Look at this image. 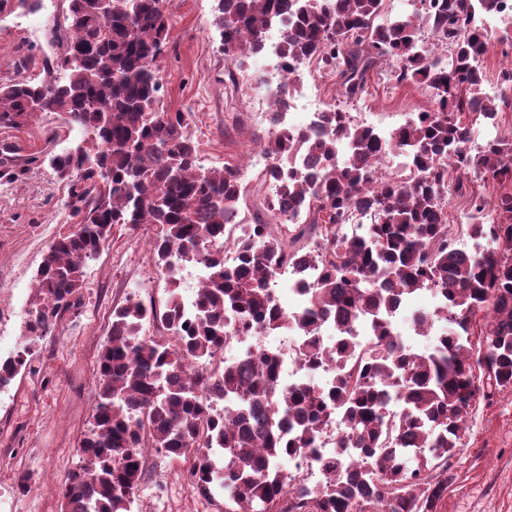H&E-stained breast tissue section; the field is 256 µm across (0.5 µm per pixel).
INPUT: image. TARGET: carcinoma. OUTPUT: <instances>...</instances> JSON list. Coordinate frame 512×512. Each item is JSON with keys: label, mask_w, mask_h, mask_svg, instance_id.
I'll list each match as a JSON object with an SVG mask.
<instances>
[{"label": "carcinoma", "mask_w": 512, "mask_h": 512, "mask_svg": "<svg viewBox=\"0 0 512 512\" xmlns=\"http://www.w3.org/2000/svg\"><path fill=\"white\" fill-rule=\"evenodd\" d=\"M159 2L112 0L103 23L97 0H68L55 29L64 50L43 61L42 78L0 83V127L59 112L84 133L78 151L54 154L51 164L81 223L43 256L24 345L0 360V389L58 317L79 305L84 269L114 226H151L167 284L161 303L130 296L112 313L92 421L60 486V512H133L145 447L171 460L192 454L194 492L224 494V512H437L472 403L512 390V143L493 139L467 154L472 127L462 119L468 112L495 119L512 99V72H503L500 95L484 94L487 36L469 25L462 0H422L434 37L456 48L446 60L420 40L419 10L374 24L383 0H215L224 55L238 66L260 50L269 23L286 15L280 50L294 81L299 65L315 59L339 78L343 97L359 100L368 73L393 60L398 83L434 91L432 107L387 136L334 106L321 113L318 132L270 130L269 176L288 172L271 219L299 210L312 220L284 232L254 224L235 236L244 174L198 165L184 113L146 117L145 106L159 104L156 61L169 38ZM40 5L0 0V14ZM74 53L80 61L72 65ZM303 152L308 165L299 173L293 161ZM390 154L403 159L408 177L373 184ZM471 175L510 185L489 214L483 197L470 198L475 223L467 232L491 242L476 254L455 246L448 224V206L465 195ZM354 210L372 223L338 235ZM231 235L235 264L209 248ZM297 260L320 268L299 289L307 306L296 318L299 356L314 368L336 362L331 379L284 387L278 361L260 350L211 367L227 342L288 321L268 282ZM178 264L205 269L189 314L170 276ZM419 291L437 303L412 314V325L433 333L428 348L413 350L392 336L390 316ZM478 312L487 327L475 350L469 330ZM328 320L336 321L334 354L322 336ZM145 322L171 338L142 334ZM333 419L341 434L336 453L319 460V483L290 482L281 461L314 447Z\"/></svg>", "instance_id": "carcinoma-1"}]
</instances>
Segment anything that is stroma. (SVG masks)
<instances>
[{
  "label": "stroma",
  "mask_w": 512,
  "mask_h": 512,
  "mask_svg": "<svg viewBox=\"0 0 512 512\" xmlns=\"http://www.w3.org/2000/svg\"><path fill=\"white\" fill-rule=\"evenodd\" d=\"M170 38L158 58L160 105L184 112L198 162L220 168L262 144L269 113H256L253 68H229L214 24L212 0H165ZM66 0L0 23V83L12 79L22 59L28 77L42 60L61 53L55 28ZM391 67L371 71L368 92L350 102L335 79L304 73L301 87L324 106L350 112L355 122L396 128L429 106L431 92L413 84L389 86ZM81 132L45 112L18 127H0V157L12 175L0 176V336L23 340L35 298L34 275L48 245L76 224L66 206L67 187L49 165L50 150L79 141ZM151 233L117 227L86 269L79 309L64 313L51 336L35 346L26 366L0 389V512H59V486L78 461V449L95 406V372L109 336L112 311L130 294L163 300L165 281L145 243ZM461 449L448 460V490L438 512H512V390L478 399L469 410ZM184 460L151 458L139 512H224L223 497L193 493ZM31 477L28 492L16 478Z\"/></svg>",
  "instance_id": "35a3bbf8"
}]
</instances>
